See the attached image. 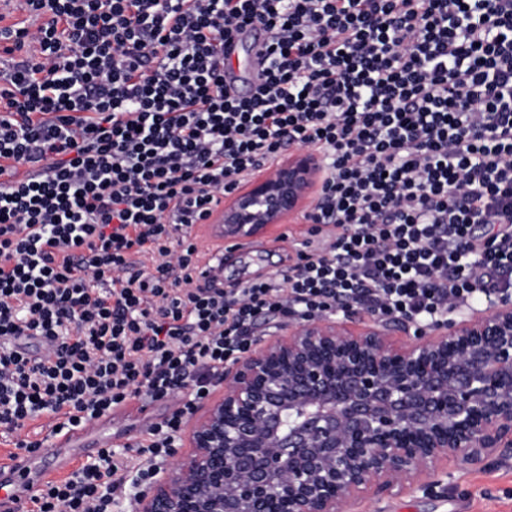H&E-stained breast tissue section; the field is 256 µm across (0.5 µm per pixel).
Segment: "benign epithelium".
Masks as SVG:
<instances>
[{"label":"benign epithelium","mask_w":512,"mask_h":512,"mask_svg":"<svg viewBox=\"0 0 512 512\" xmlns=\"http://www.w3.org/2000/svg\"><path fill=\"white\" fill-rule=\"evenodd\" d=\"M304 151L252 181L212 232L244 240L304 211L320 180ZM294 320L224 363V395L193 420L134 512H346L370 492L423 490L451 458L512 456V299L459 321Z\"/></svg>","instance_id":"obj_1"}]
</instances>
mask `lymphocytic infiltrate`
I'll list each match as a JSON object with an SVG mask.
<instances>
[{
  "instance_id": "f902f5d3",
  "label": "lymphocytic infiltrate",
  "mask_w": 512,
  "mask_h": 512,
  "mask_svg": "<svg viewBox=\"0 0 512 512\" xmlns=\"http://www.w3.org/2000/svg\"><path fill=\"white\" fill-rule=\"evenodd\" d=\"M0 53V436L14 449L134 401L149 481L259 319L411 320L512 290V0H17ZM270 34L230 92L224 44ZM323 170L316 246L224 289L191 228L291 147ZM44 338V352L13 338ZM47 420L46 437L22 430ZM103 449L29 512H112ZM251 34L255 37V40L252 55L246 60L245 70L247 71L251 82H256L257 76L263 68V59L260 55V51L262 45L267 42L269 34L263 29L255 30V32H252Z\"/></svg>"
}]
</instances>
